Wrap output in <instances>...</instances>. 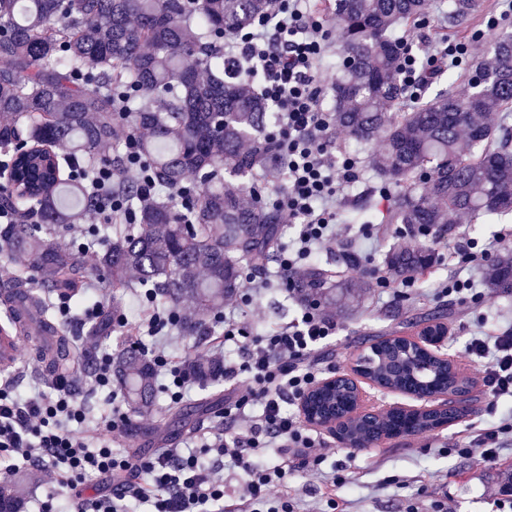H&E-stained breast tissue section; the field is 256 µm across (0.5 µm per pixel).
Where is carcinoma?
I'll use <instances>...</instances> for the list:
<instances>
[{"label": "carcinoma", "instance_id": "carcinoma-1", "mask_svg": "<svg viewBox=\"0 0 512 512\" xmlns=\"http://www.w3.org/2000/svg\"><path fill=\"white\" fill-rule=\"evenodd\" d=\"M275 0H0V152L3 169L16 175L0 193V211L13 222L0 225V252L23 256L50 294L73 292L93 266L125 286L133 271L156 300L184 303L193 317L180 332L205 336L206 318L224 298L243 287L244 270L262 274L281 243L282 217L242 198V179L266 170L276 155L277 134H261L270 118L267 102L242 81L224 79V34L247 26ZM427 0H332L327 6L339 31L342 60L333 85L336 126L357 142L376 144L373 167L402 186L385 223L417 234L421 228L476 224L512 212V35L491 38L488 54L471 73V91L448 88L433 99L404 107L407 88L399 78L400 42L393 31L423 18ZM475 9V0H448V24ZM136 90L131 122L146 133L140 151L162 190L175 192L194 177L192 193L178 209L171 201L142 200L132 180L117 184L136 223L85 246L72 247L62 233L101 204L75 171L98 164V151L112 146L103 164L120 169L127 154L116 135V85ZM423 179L428 191L419 189ZM37 223L32 224L30 220ZM436 261L418 241L390 248L388 271L422 275ZM485 286L512 293V256L488 266ZM349 281H333L319 265L299 282V294L330 302ZM42 336L54 319L40 299ZM363 374L386 387L413 394L470 389L455 367L384 338L370 351ZM201 382L216 380L223 362L187 361ZM124 401L135 413L157 406L148 359L131 346L114 361ZM356 399L341 385L319 392L328 411ZM455 417L438 412L409 425L400 411L370 423L344 424L356 443L392 434L437 429ZM23 484L0 486V509L21 512Z\"/></svg>", "mask_w": 512, "mask_h": 512}]
</instances>
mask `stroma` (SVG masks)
<instances>
[{"mask_svg":"<svg viewBox=\"0 0 512 512\" xmlns=\"http://www.w3.org/2000/svg\"><path fill=\"white\" fill-rule=\"evenodd\" d=\"M442 3L443 0H431L430 21L421 29V36L431 41L446 36L461 41L474 39L479 51H486L490 34L486 18L493 13L495 0H483L482 8L453 28L439 27L434 22ZM337 150L359 158L364 168L362 181L350 189L339 208V220L344 223L357 206L360 195L376 197L385 183L372 167L371 148L358 144L346 131L338 133ZM396 243L393 237L380 241L371 255L370 266L350 270L343 262V248L322 252V259L335 261L337 270L347 271L360 295L354 301L333 306L339 331L318 353L317 359L325 364H336L339 371H347L352 359L367 352L374 339L396 332L404 336L417 335L421 316L441 314L448 326L443 350L472 380L473 402L469 411L453 424L384 440L370 447L350 448L338 444L333 434H326L325 439L334 452L323 463V470H334L340 464L345 466L349 478L348 483L335 492V512H412L423 499L450 502L454 512H512V494L503 491L499 482L500 474L512 469L511 442L501 448L496 463L487 467L474 465L471 459L448 451L449 442L468 440L472 432L488 420L487 391L478 375L477 364L465 353V344L475 324L474 315L457 301L435 297L436 281L448 272L447 267L440 264L435 265L428 276L419 278V299L396 302L389 294L381 292L369 269L382 266L385 251ZM257 305V312L243 316L256 334L291 321L299 313L297 299L275 288L259 297ZM228 390L229 385L224 381L206 387L198 385L183 403L185 415H173L160 406L136 417L134 429L145 440L143 454H151L162 446L179 447L189 433L214 424L224 408V395Z\"/></svg>","mask_w":512,"mask_h":512,"instance_id":"obj_1","label":"stroma"}]
</instances>
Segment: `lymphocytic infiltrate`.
Instances as JSON below:
<instances>
[{"instance_id":"lymphocytic-infiltrate-1","label":"lymphocytic infiltrate","mask_w":512,"mask_h":512,"mask_svg":"<svg viewBox=\"0 0 512 512\" xmlns=\"http://www.w3.org/2000/svg\"><path fill=\"white\" fill-rule=\"evenodd\" d=\"M318 2L279 0L273 12L224 40L225 71L260 78L258 91L279 124L275 165L285 187L271 202L297 228L292 247L279 258L284 274L280 284L289 291L326 248L344 243L355 264L369 259L349 225L337 219L336 204L360 181L362 168L356 158L337 155L336 122L321 106V78L333 42ZM413 41L410 35L403 41L399 72L412 102L419 99L428 74L460 66L475 47L471 41L445 39L420 56L413 51ZM139 139V132L126 131L128 164L123 170L98 165L91 190L104 204L91 214V223H129L114 191L115 182L125 177H134L143 199L153 200L151 166L137 148ZM510 244L511 230L489 238L465 236L463 245L449 252L448 274L436 287L437 295L478 313L466 352L482 364L488 409L497 419L479 428L462 452L485 465L493 464L499 448L512 438V411L499 410L500 404L512 401V326L487 332L488 317L481 312L485 295L476 273ZM269 288L268 280L248 277L245 292L216 314L225 340L242 341L239 357L224 362V377L233 389L218 422L180 448H163L149 456L115 455L110 441L128 432L129 413L116 408L111 415L91 418L64 374L52 375L44 386L22 397L12 393L10 379L0 377V479L9 480L20 465L36 466L49 487L40 512H64L71 491L89 473L115 480L116 486L84 500L80 512H136L145 502L152 503L153 512H296L288 492L289 455L300 456L303 469L317 472L329 454L325 441L304 424L297 404L325 374L335 373V366H319L313 357L335 336L338 323L321 303L307 299L297 318L251 335L239 318L241 308ZM140 300L150 306L142 323L129 327L122 315L113 323L132 336L153 337L146 355L154 373L171 400L182 401L195 380L168 340L184 315L173 308H155L150 293H142ZM228 474L239 480L231 498L224 491Z\"/></svg>"}]
</instances>
